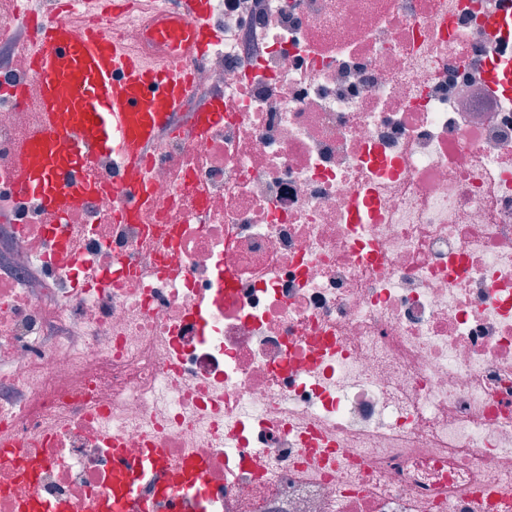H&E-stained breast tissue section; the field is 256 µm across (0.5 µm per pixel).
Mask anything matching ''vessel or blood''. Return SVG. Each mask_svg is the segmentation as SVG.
<instances>
[{"label":"vessel or blood","instance_id":"obj_1","mask_svg":"<svg viewBox=\"0 0 512 512\" xmlns=\"http://www.w3.org/2000/svg\"><path fill=\"white\" fill-rule=\"evenodd\" d=\"M207 0H181L177 13H163L156 38L168 49L149 62L107 32H76L66 17L32 25L25 46L29 82L12 87L16 103L39 112V125L20 144L12 187L35 197L45 212L81 201L82 168L104 153L121 158L112 191L118 215L142 216L151 207L145 156L172 129V118L193 95L183 60L199 54L212 32Z\"/></svg>","mask_w":512,"mask_h":512}]
</instances>
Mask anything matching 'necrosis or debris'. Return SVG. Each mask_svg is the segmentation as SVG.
Listing matches in <instances>:
<instances>
[{
    "label": "necrosis or debris",
    "instance_id": "necrosis-or-debris-1",
    "mask_svg": "<svg viewBox=\"0 0 512 512\" xmlns=\"http://www.w3.org/2000/svg\"><path fill=\"white\" fill-rule=\"evenodd\" d=\"M264 2L211 0L224 122L153 155L147 223L108 155L48 238L4 186L39 114L0 98V512H86L116 448L202 465L175 502L138 472L150 512H512L501 0ZM127 15L81 19L147 50Z\"/></svg>",
    "mask_w": 512,
    "mask_h": 512
}]
</instances>
